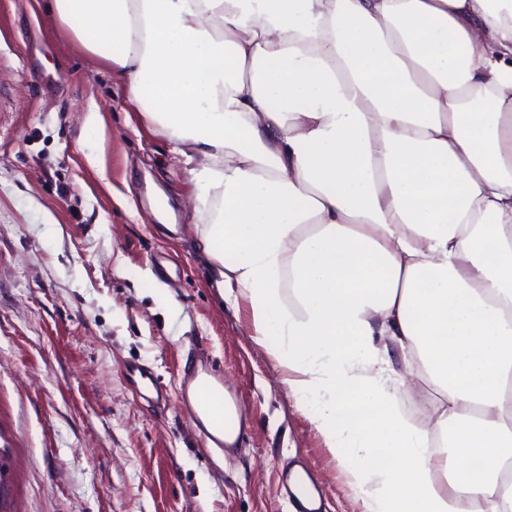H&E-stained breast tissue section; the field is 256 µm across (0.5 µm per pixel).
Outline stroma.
<instances>
[{"instance_id":"stroma-1","label":"stroma","mask_w":512,"mask_h":512,"mask_svg":"<svg viewBox=\"0 0 512 512\" xmlns=\"http://www.w3.org/2000/svg\"><path fill=\"white\" fill-rule=\"evenodd\" d=\"M44 2L0 0V512H294L300 464L323 512H362L247 305L222 298L182 159ZM200 364L239 398L235 449L177 402Z\"/></svg>"}]
</instances>
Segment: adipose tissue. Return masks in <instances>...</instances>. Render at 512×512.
Listing matches in <instances>:
<instances>
[{"label": "adipose tissue", "mask_w": 512, "mask_h": 512, "mask_svg": "<svg viewBox=\"0 0 512 512\" xmlns=\"http://www.w3.org/2000/svg\"><path fill=\"white\" fill-rule=\"evenodd\" d=\"M52 10L184 158L222 296L364 512H512V0ZM404 404L409 401L416 409L412 410L406 407L409 411L417 416L433 417L435 414V406L432 396L427 386L421 381L414 378L409 393L403 395Z\"/></svg>", "instance_id": "adipose-tissue-1"}]
</instances>
